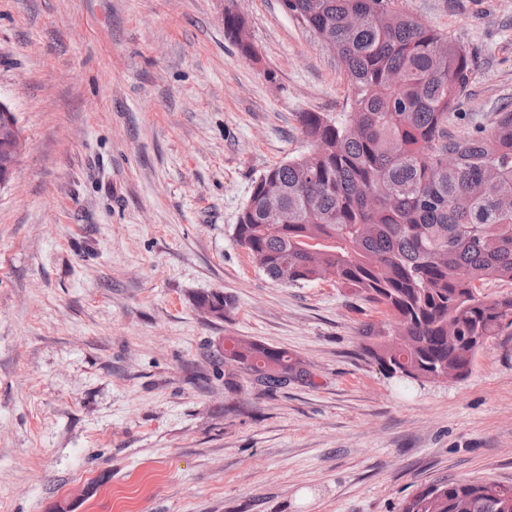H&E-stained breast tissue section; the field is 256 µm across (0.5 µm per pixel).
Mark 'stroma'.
Wrapping results in <instances>:
<instances>
[{
    "label": "stroma",
    "instance_id": "obj_1",
    "mask_svg": "<svg viewBox=\"0 0 512 512\" xmlns=\"http://www.w3.org/2000/svg\"><path fill=\"white\" fill-rule=\"evenodd\" d=\"M399 6L472 60L449 137L512 107V0ZM349 96L282 0H0L28 144L0 188V512H403L446 479L512 485V335L465 379L386 377L359 334L382 305L278 284L235 240L254 180L307 150L298 113ZM229 337L309 380L227 386ZM244 23L245 20L239 15L233 14L230 11L224 14V32L236 43L240 53L245 58L251 59L255 56V50L251 42L243 34Z\"/></svg>",
    "mask_w": 512,
    "mask_h": 512
}]
</instances>
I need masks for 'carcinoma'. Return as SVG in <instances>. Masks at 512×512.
I'll return each instance as SVG.
<instances>
[{
    "label": "carcinoma",
    "mask_w": 512,
    "mask_h": 512,
    "mask_svg": "<svg viewBox=\"0 0 512 512\" xmlns=\"http://www.w3.org/2000/svg\"><path fill=\"white\" fill-rule=\"evenodd\" d=\"M284 7L336 48L350 111L298 113L310 149L255 180L236 241L280 284L317 281L325 265L350 294L387 308L389 321L360 331L387 377L463 378L484 340L512 330V296L481 292L489 281L512 283V111L465 140L448 137L469 56L397 0ZM244 23L224 14V32L251 59ZM270 198L284 223H266ZM224 364L267 393L307 376L287 351L245 338L225 340ZM404 512H512V485H431Z\"/></svg>",
    "instance_id": "obj_1"
}]
</instances>
